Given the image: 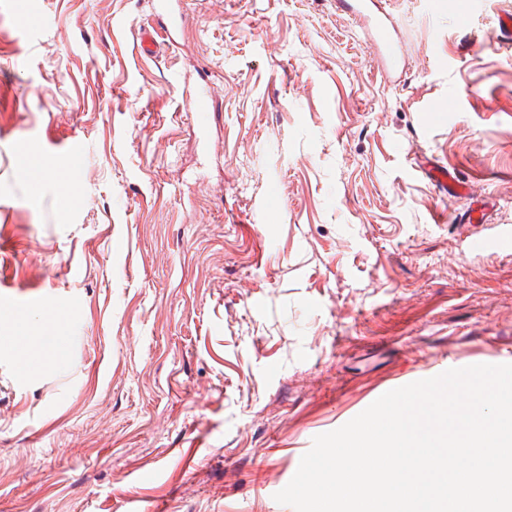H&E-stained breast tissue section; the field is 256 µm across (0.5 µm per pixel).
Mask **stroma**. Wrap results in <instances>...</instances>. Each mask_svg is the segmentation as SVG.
<instances>
[{"instance_id":"35a3bbf8","label":"stroma","mask_w":512,"mask_h":512,"mask_svg":"<svg viewBox=\"0 0 512 512\" xmlns=\"http://www.w3.org/2000/svg\"><path fill=\"white\" fill-rule=\"evenodd\" d=\"M390 2L396 71L331 0H171L156 59L155 0H0V332L68 350L0 356V512H294L382 387L512 363V251L467 252L424 175L512 225V0ZM429 182L439 193L444 192V197H455L462 192L477 193L470 182L461 180L455 168L440 166L432 168L426 173Z\"/></svg>"}]
</instances>
